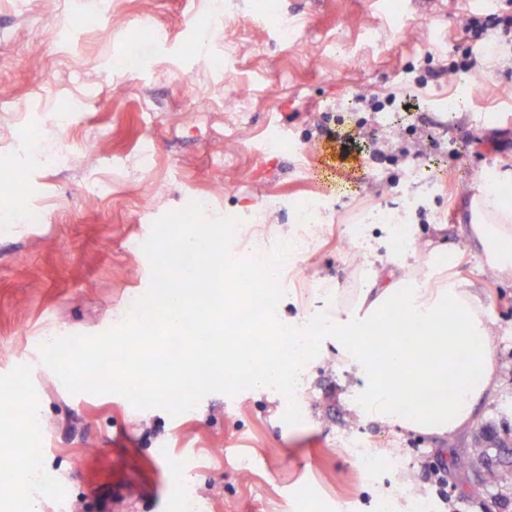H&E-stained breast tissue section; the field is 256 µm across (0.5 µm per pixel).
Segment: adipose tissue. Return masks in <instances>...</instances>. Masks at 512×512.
Wrapping results in <instances>:
<instances>
[{
  "label": "adipose tissue",
  "instance_id": "adipose-tissue-1",
  "mask_svg": "<svg viewBox=\"0 0 512 512\" xmlns=\"http://www.w3.org/2000/svg\"><path fill=\"white\" fill-rule=\"evenodd\" d=\"M470 212L468 232L481 243L487 266L498 279L512 282V205L487 186L472 196ZM262 262L264 272L259 276L248 266L235 267L229 275L223 266H211L203 274L224 290L223 318L202 323L204 335L224 337L223 352L198 345L166 362L157 355L150 335L137 353V373L121 365L114 368V375L130 392L148 397L182 390L189 373L220 361L237 373L262 365L263 373L254 378L257 387L286 386L300 358L321 354V340L312 336L306 352L296 353L295 327L283 323L273 346L253 343V326L262 315L252 300L280 274L278 259L266 256ZM455 266V254L447 246L430 245L421 262L382 263L365 275L350 303L337 307L336 350L363 379L359 398L348 404L355 418L450 436L472 424L481 400L494 391V355L484 341L490 331L485 299L469 279L455 273ZM199 281L157 291L147 321L165 334H180L192 315V298L202 293ZM396 313L402 319L389 331L381 355H371L360 334L387 323ZM417 336L426 337V344H414Z\"/></svg>",
  "mask_w": 512,
  "mask_h": 512
}]
</instances>
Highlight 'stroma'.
<instances>
[{
	"mask_svg": "<svg viewBox=\"0 0 512 512\" xmlns=\"http://www.w3.org/2000/svg\"><path fill=\"white\" fill-rule=\"evenodd\" d=\"M483 11L480 0H0V196L23 189L40 210L36 224L0 212V379L40 421L18 446L56 482L51 492L28 478L8 512H28L32 497L41 512H184L181 488L199 512H381L402 501L407 473L431 512H512V481L495 488L455 466L482 426L512 431V283L464 231L472 195L512 170V38L489 31L477 67L448 72L472 44L466 19ZM278 14L298 21L294 39L270 25ZM88 15L99 27L78 25ZM234 87L244 99L229 108ZM407 93L420 111L365 109ZM361 119L368 155L340 164L318 126ZM407 140L423 158L390 163ZM62 151L82 164H45ZM106 177L111 195L88 191ZM194 197L210 198L207 216L240 218L239 259L275 251L305 202L321 203L300 266L270 287L276 320L307 327L331 325L337 290L359 285L364 259L341 247L351 225L395 259L376 212L404 218L419 242L440 237L483 290L496 392L449 437L354 421L342 398L363 381L332 336L290 388L211 393L177 416L69 392L42 364L40 337L120 323L151 278L133 241ZM355 438L404 457L365 474Z\"/></svg>",
	"mask_w": 512,
	"mask_h": 512,
	"instance_id": "1",
	"label": "stroma"
}]
</instances>
